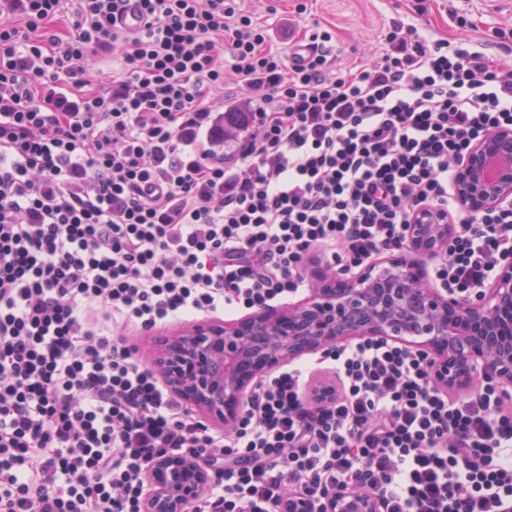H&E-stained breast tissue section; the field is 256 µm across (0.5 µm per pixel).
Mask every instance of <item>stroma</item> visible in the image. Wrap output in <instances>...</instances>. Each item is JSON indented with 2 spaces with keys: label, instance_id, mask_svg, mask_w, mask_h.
I'll list each match as a JSON object with an SVG mask.
<instances>
[{
  "label": "stroma",
  "instance_id": "stroma-1",
  "mask_svg": "<svg viewBox=\"0 0 512 512\" xmlns=\"http://www.w3.org/2000/svg\"><path fill=\"white\" fill-rule=\"evenodd\" d=\"M239 7L271 27L274 47L285 53L306 35L331 31L329 57L341 71L377 61L394 21L426 39L456 37V13L473 22L469 36L482 52L512 64V38L498 35L512 29V0H240Z\"/></svg>",
  "mask_w": 512,
  "mask_h": 512
}]
</instances>
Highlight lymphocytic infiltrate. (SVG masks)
I'll list each match as a JSON object with an SVG mask.
<instances>
[{
    "mask_svg": "<svg viewBox=\"0 0 512 512\" xmlns=\"http://www.w3.org/2000/svg\"><path fill=\"white\" fill-rule=\"evenodd\" d=\"M0 0V512H145L158 454L212 479L191 512H323L339 490L379 512H512V394L495 378L449 396L426 356L380 338L323 351L246 396L231 428L183 408L135 331L291 303L309 259L350 276L407 245L416 211L456 224L428 283L469 298L512 256V201L457 199L454 168L512 128V73L457 44L386 34L335 74L322 32L289 64L236 0ZM73 14L66 35L52 27ZM121 60L107 81L96 59ZM253 94L224 158L225 73ZM123 12L117 17V25L126 31H137L143 24L139 0H125Z\"/></svg>",
    "mask_w": 512,
    "mask_h": 512,
    "instance_id": "1",
    "label": "lymphocytic infiltrate"
}]
</instances>
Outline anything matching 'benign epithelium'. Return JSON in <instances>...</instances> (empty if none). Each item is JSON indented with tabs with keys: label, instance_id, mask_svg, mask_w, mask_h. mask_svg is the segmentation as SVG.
I'll return each instance as SVG.
<instances>
[{
	"label": "benign epithelium",
	"instance_id": "obj_1",
	"mask_svg": "<svg viewBox=\"0 0 512 512\" xmlns=\"http://www.w3.org/2000/svg\"><path fill=\"white\" fill-rule=\"evenodd\" d=\"M454 191L470 212L512 199V129L487 132L456 165ZM455 225L420 211L407 251L434 256L448 249ZM316 288L285 309L268 308L230 324L200 323L160 342L154 365L166 385L208 418L232 425L248 388L281 364L339 342L390 339L428 355L436 383L469 389L482 373L512 388V260L473 298L427 287L425 268L387 258L353 279L312 266ZM147 479L146 512H188L208 486L207 465L192 455L161 454ZM326 512H377L368 494L340 490Z\"/></svg>",
	"mask_w": 512,
	"mask_h": 512
}]
</instances>
